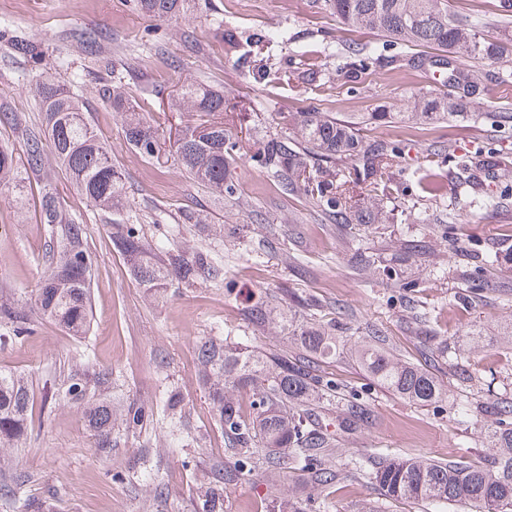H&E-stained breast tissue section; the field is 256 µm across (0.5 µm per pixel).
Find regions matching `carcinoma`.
<instances>
[{
  "mask_svg": "<svg viewBox=\"0 0 512 512\" xmlns=\"http://www.w3.org/2000/svg\"><path fill=\"white\" fill-rule=\"evenodd\" d=\"M135 8L158 18H175L189 8V0H133ZM351 32L369 31L390 41L422 46L448 54V91L417 97L408 119L416 124L464 117L469 99L480 86L468 71L473 60H498L505 43L512 41V26L505 21L500 37L479 34V23L463 21L448 12L442 0H322ZM287 39L285 32L268 30L243 37L224 30V44L247 65L261 51L275 50ZM351 73L370 65L387 66L393 60L365 44L348 48ZM42 111L41 126L22 122L13 112H1L0 124L9 126L24 144V176L21 180L43 184L39 200L40 222L49 238L48 271L28 307L0 300V346L31 333L37 318H47L73 336L86 335L93 318L90 301L92 258L87 244V225L71 215L52 190L46 153L86 204L100 211L110 224L114 250L124 259L139 287L159 299L169 296L174 284H193L215 279L222 267L207 252L192 256L163 257V248L146 247L141 226L115 224L112 212L122 207L123 174L113 162L110 148L92 128L80 99L59 78L43 75L36 83ZM109 106L123 120L125 138L148 159L172 158L189 176L200 180L230 201L237 193L232 166L239 150L237 135L224 123V95L211 87L184 81L169 101V109L186 116L173 136L160 133L146 120L138 104L130 100L119 81L104 90ZM400 147L379 141L364 145L359 129L323 112H299L293 135H269L252 156L256 165L276 178L283 191L300 193L319 207L335 224H382L387 211L379 199L355 211L347 207L350 180L317 177L315 161H333L338 156H358L362 169L355 180L374 179L391 166ZM16 181L13 150L0 144V185ZM244 320L264 327L278 320L295 344V355L248 349L226 339L208 338L195 352L199 377L208 392L213 418L224 430L236 461L211 469L201 485L200 512H222L224 483L255 469L261 456L268 469L279 473H302L306 486L318 489L336 483V471L322 458L333 438L315 422L320 402L336 393V381L321 373L318 362L336 357V337L319 326L294 323L290 310L275 311L264 301L245 302ZM357 361L381 386L416 404L434 401L441 394L436 379L427 371L395 360L383 347L364 344L355 352ZM107 388L112 373H82L70 379L65 396L83 408L102 454L112 451V421L132 430L147 420L149 410L135 402L115 407L89 395L88 386ZM249 395V411L238 399ZM31 395L23 378L0 373V464L8 453L25 443L30 431ZM497 418L490 432L494 453L490 464L474 465L461 459L445 461L389 458L372 471V480L389 497L450 503L463 501L472 512H512V401L493 403ZM368 419L367 409L353 405L342 421L351 430ZM270 512H304L301 502L276 497Z\"/></svg>",
  "mask_w": 512,
  "mask_h": 512,
  "instance_id": "cac0c4a2",
  "label": "carcinoma"
}]
</instances>
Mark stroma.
<instances>
[{
  "mask_svg": "<svg viewBox=\"0 0 512 512\" xmlns=\"http://www.w3.org/2000/svg\"><path fill=\"white\" fill-rule=\"evenodd\" d=\"M227 28L245 36L286 31L287 42L260 64L288 66L294 79L279 85L239 67L224 48ZM81 31L95 34V46L78 39ZM350 40L382 45L380 37L347 32L313 0H194L173 19L141 13L133 0H0V110L37 123L35 83L46 72L60 76L124 175L120 220L141 225L150 244L173 253L207 250L223 264L220 277L154 302L115 252L108 224L53 175V189L89 229L93 326L77 338L38 319L32 334L0 348V372L26 378L32 396V431L0 468V512H26L30 501L43 512H198L204 477L234 460L199 383L198 342L217 336L271 352L291 347L276 326H248L241 315L247 293L295 308L299 321L335 325L339 352L320 369L335 378L338 395L320 405L323 422L337 423L354 398L370 410L367 423L336 433L324 463L339 479L312 491V512H469L461 502L388 497L370 473L395 456L483 462L491 453L490 405L512 399V342L502 337L512 326V173L482 172L495 198L482 205L456 167L485 147L512 149V123L498 119L512 113V47L502 59L476 63L480 95L471 116L416 126L400 113L412 111V94L447 90V71L414 65L411 47L382 45L393 64L352 77L342 52ZM316 52L321 73L308 84L300 74ZM114 74L165 130L179 121L168 96L186 79L223 92L246 141L285 133L283 115L310 109L361 123L365 141L402 148L392 169V220L363 230L331 223L246 154L233 168L238 200L227 203L173 163L145 159L128 145L120 115L102 95ZM39 197L35 183L0 188V296L18 304L33 301L46 271ZM189 213L224 225L223 237L200 233L186 221ZM359 249L384 275L353 268ZM478 250L497 256V265H479ZM374 334L391 354L433 374L440 397L415 404L379 386L354 357ZM77 368L111 372L106 397L113 405L137 402L154 412L135 432L114 424L111 455L99 454L80 407L62 399ZM171 388L185 408L177 423L163 414ZM459 399L472 404V415L454 414ZM274 487L292 493L298 482L255 467L227 486L224 512H268Z\"/></svg>",
  "mask_w": 512,
  "mask_h": 512,
  "instance_id": "obj_1",
  "label": "stroma"
}]
</instances>
